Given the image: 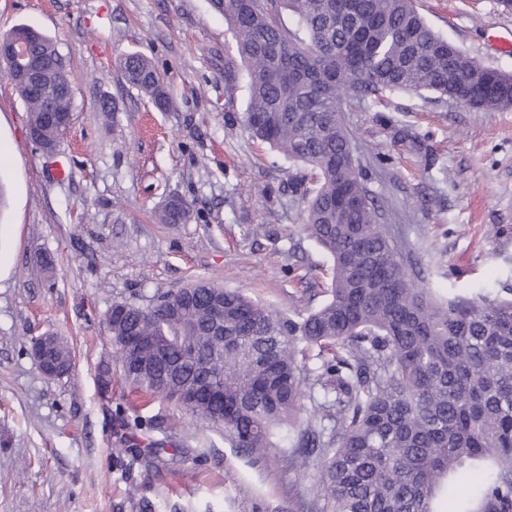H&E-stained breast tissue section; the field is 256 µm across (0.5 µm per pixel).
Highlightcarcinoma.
Wrapping results in <instances>:
<instances>
[{"instance_id": "carcinoma-1", "label": "carcinoma", "mask_w": 512, "mask_h": 512, "mask_svg": "<svg viewBox=\"0 0 512 512\" xmlns=\"http://www.w3.org/2000/svg\"><path fill=\"white\" fill-rule=\"evenodd\" d=\"M210 0L246 64L249 136L310 169L303 230L332 259L330 299L297 319L239 290L193 283L192 295L150 305L115 302L112 348L132 391L175 399L260 460L316 462L310 512H435L442 481L459 512H512V298L444 294L416 275L410 250L381 223L341 114L404 90L472 109L512 108V76L484 68L437 34L412 0ZM287 10L299 32L281 22ZM125 82L165 111L170 96L138 52L119 60ZM70 81L25 100L44 141L41 110L72 107ZM192 203L163 204L181 224ZM59 369L69 348L49 336ZM319 348L310 367L298 355ZM311 410L307 427L300 414Z\"/></svg>"}]
</instances>
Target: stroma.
<instances>
[{
  "instance_id": "35a3bbf8",
  "label": "stroma",
  "mask_w": 512,
  "mask_h": 512,
  "mask_svg": "<svg viewBox=\"0 0 512 512\" xmlns=\"http://www.w3.org/2000/svg\"><path fill=\"white\" fill-rule=\"evenodd\" d=\"M414 6L470 59L512 75V52L490 43L512 40L498 0ZM21 24L64 58L73 122L46 157L0 75V512H307L314 466L255 461L176 404L129 393L105 324L113 303L199 280L290 317L328 298L330 261L302 233L290 185L307 170L245 132V87L224 93L226 75L246 74L233 32L209 0H0V33ZM130 51L160 71L168 110L125 83L117 61ZM103 95L115 110H100ZM342 118L385 223L430 286L512 289V109L392 91ZM171 195L192 202L187 222L155 219ZM41 333L69 347L68 374L40 371L30 339ZM157 414L172 429L132 430ZM129 437L160 457L120 453Z\"/></svg>"
}]
</instances>
